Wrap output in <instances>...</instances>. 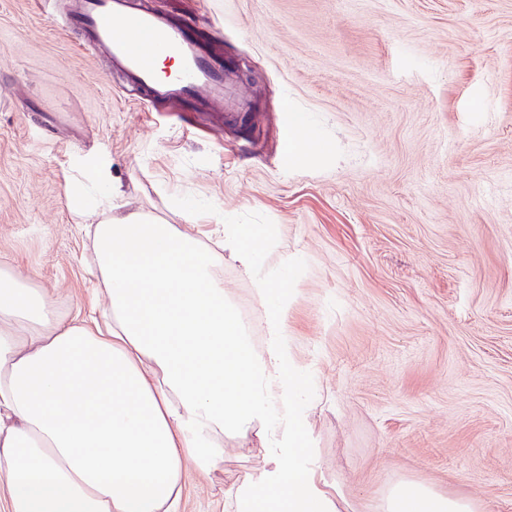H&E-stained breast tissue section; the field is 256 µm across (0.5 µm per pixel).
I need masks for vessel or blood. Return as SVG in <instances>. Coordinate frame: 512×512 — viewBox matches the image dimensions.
Returning a JSON list of instances; mask_svg holds the SVG:
<instances>
[{
    "label": "vessel or blood",
    "instance_id": "vessel-or-blood-1",
    "mask_svg": "<svg viewBox=\"0 0 512 512\" xmlns=\"http://www.w3.org/2000/svg\"><path fill=\"white\" fill-rule=\"evenodd\" d=\"M62 25L81 31L85 49L104 54L151 103H184L199 112L238 109L222 63L189 22L136 12L130 0H73ZM162 55L177 65L161 74L154 60Z\"/></svg>",
    "mask_w": 512,
    "mask_h": 512
}]
</instances>
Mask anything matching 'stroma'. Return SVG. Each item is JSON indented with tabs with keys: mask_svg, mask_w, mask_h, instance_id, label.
Segmentation results:
<instances>
[{
	"mask_svg": "<svg viewBox=\"0 0 512 512\" xmlns=\"http://www.w3.org/2000/svg\"><path fill=\"white\" fill-rule=\"evenodd\" d=\"M195 20L247 114L151 105L37 0H0V262L69 316L102 294L70 199L97 159L195 236L256 353L262 310L225 223L274 232L316 464L348 512L424 484L512 512V0H136ZM318 144L296 146L291 113ZM190 480L224 512L263 467L256 429Z\"/></svg>",
	"mask_w": 512,
	"mask_h": 512,
	"instance_id": "stroma-1",
	"label": "stroma"
}]
</instances>
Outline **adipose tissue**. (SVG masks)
<instances>
[{"label": "adipose tissue", "instance_id": "adipose-tissue-1", "mask_svg": "<svg viewBox=\"0 0 512 512\" xmlns=\"http://www.w3.org/2000/svg\"><path fill=\"white\" fill-rule=\"evenodd\" d=\"M72 200L94 223L102 319L62 318L42 289L0 264V491L5 512H178L192 474L224 456L225 433L259 424L266 466L231 497L235 512H339L340 485L307 455V392L288 343L286 275L262 266L271 234L228 224L224 248L265 311L266 349L213 277L195 237L119 210L118 187ZM381 512H475L470 500L394 486Z\"/></svg>", "mask_w": 512, "mask_h": 512}]
</instances>
